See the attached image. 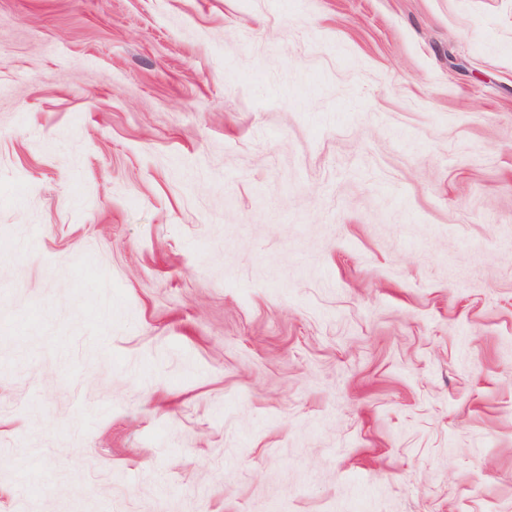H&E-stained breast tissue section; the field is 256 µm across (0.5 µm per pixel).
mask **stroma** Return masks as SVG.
<instances>
[{
    "mask_svg": "<svg viewBox=\"0 0 512 512\" xmlns=\"http://www.w3.org/2000/svg\"><path fill=\"white\" fill-rule=\"evenodd\" d=\"M0 512H512V0H0ZM45 475L41 467L33 460H25L18 468L16 491L19 495L24 494L38 480L44 479Z\"/></svg>",
    "mask_w": 512,
    "mask_h": 512,
    "instance_id": "35a3bbf8",
    "label": "stroma"
}]
</instances>
